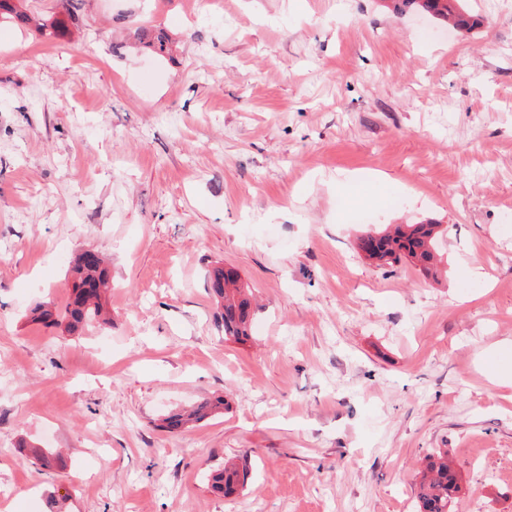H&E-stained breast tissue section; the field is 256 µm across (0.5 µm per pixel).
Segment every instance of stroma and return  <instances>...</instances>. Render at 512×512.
<instances>
[{
	"label": "stroma",
	"mask_w": 512,
	"mask_h": 512,
	"mask_svg": "<svg viewBox=\"0 0 512 512\" xmlns=\"http://www.w3.org/2000/svg\"><path fill=\"white\" fill-rule=\"evenodd\" d=\"M468 5V34L380 0L0 26V512H416L436 450L454 512H512V0ZM422 222L448 229L440 278L358 247ZM85 250L111 325L34 320ZM217 265L254 299L247 341L214 319ZM224 406V399H219L212 404H205L194 410H191L188 413L172 415L164 421L166 423L165 427L169 430H178L193 420L201 419L205 414H207L208 411L225 409ZM247 470L233 461L224 462V468L211 475L213 490L224 493V497L236 494L244 487Z\"/></svg>",
	"instance_id": "1"
}]
</instances>
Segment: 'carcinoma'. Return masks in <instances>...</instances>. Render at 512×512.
Instances as JSON below:
<instances>
[{"mask_svg":"<svg viewBox=\"0 0 512 512\" xmlns=\"http://www.w3.org/2000/svg\"><path fill=\"white\" fill-rule=\"evenodd\" d=\"M393 10L401 13L408 9L426 14L434 19L450 23L456 33H469L483 24V19L469 13L465 0H389ZM21 0H0V23L15 21L25 23L27 15L20 9ZM63 21L48 16L38 24V32L45 38H53ZM444 230L439 224H400L394 231H383L369 235L373 250L366 254L370 260L383 264L397 262L403 258L420 266L425 273L437 269L442 257L437 250L439 236ZM75 273L79 286L74 288V300L58 312L43 305L38 308V318L51 325L66 324L69 331L92 322H109L104 316L102 293L108 288L106 269L89 268L78 262ZM212 290L222 300L220 320L224 336L243 341L251 335L252 310L248 289L240 284V277L232 269L216 267L213 270ZM224 400L205 404L188 413L175 414L165 420L166 428L178 430L193 420L202 418L209 411L224 408ZM246 467L233 461L224 462V468L211 475V487L224 496H232L244 487ZM459 478L448 463V454H432L426 460L423 481L417 496L418 512H452Z\"/></svg>","mask_w":512,"mask_h":512,"instance_id":"cac0c4a2","label":"carcinoma"}]
</instances>
